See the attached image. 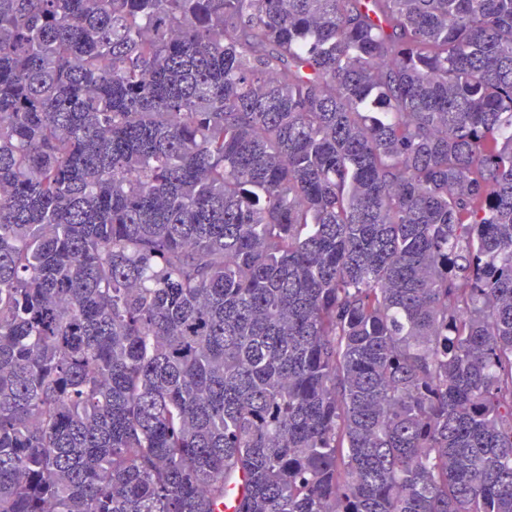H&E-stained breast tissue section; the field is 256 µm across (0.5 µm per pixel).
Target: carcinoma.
Masks as SVG:
<instances>
[{
  "mask_svg": "<svg viewBox=\"0 0 512 512\" xmlns=\"http://www.w3.org/2000/svg\"><path fill=\"white\" fill-rule=\"evenodd\" d=\"M512 512V0H0V512Z\"/></svg>",
  "mask_w": 512,
  "mask_h": 512,
  "instance_id": "cac0c4a2",
  "label": "carcinoma"
}]
</instances>
